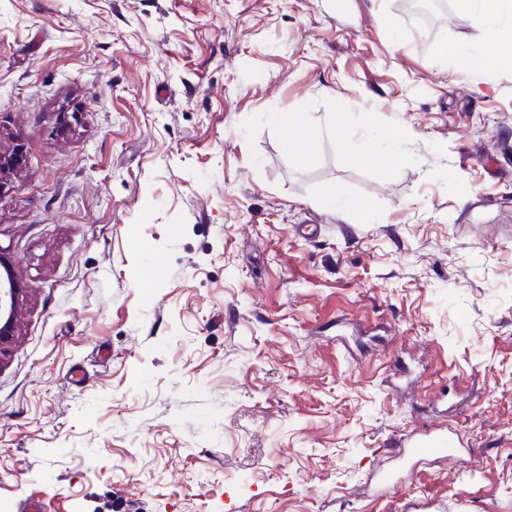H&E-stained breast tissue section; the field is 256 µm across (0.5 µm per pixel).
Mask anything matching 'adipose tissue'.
<instances>
[{
  "mask_svg": "<svg viewBox=\"0 0 512 512\" xmlns=\"http://www.w3.org/2000/svg\"><path fill=\"white\" fill-rule=\"evenodd\" d=\"M462 9L475 11L485 20L488 36L478 55L491 66L512 69V0H459ZM268 123L282 137L290 160L298 165L309 163L315 151L311 146L303 113L271 112Z\"/></svg>",
  "mask_w": 512,
  "mask_h": 512,
  "instance_id": "obj_1",
  "label": "adipose tissue"
}]
</instances>
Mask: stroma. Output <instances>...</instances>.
I'll return each instance as SVG.
<instances>
[{"mask_svg": "<svg viewBox=\"0 0 512 512\" xmlns=\"http://www.w3.org/2000/svg\"><path fill=\"white\" fill-rule=\"evenodd\" d=\"M403 3L0 0L8 512H512V70ZM268 123L282 137V145L290 160L298 165L309 163L315 156L311 146L304 113L271 112L267 115ZM25 151L18 144L12 149L0 148V180L16 173L25 161ZM8 285L7 289L0 290V307L1 309H7L8 314L0 326V341L9 338L14 330V322L17 316V310L15 306L16 296L21 291L19 284L14 280L10 268H8ZM432 433H426L427 438L416 439L412 442L410 448H396L399 453H405L411 457H428L439 454L450 453L453 448V442L448 439H444L439 435H431Z\"/></svg>", "mask_w": 512, "mask_h": 512, "instance_id": "35a3bbf8", "label": "stroma"}]
</instances>
